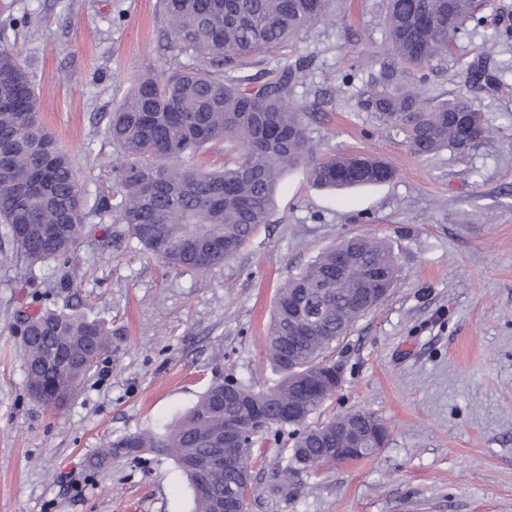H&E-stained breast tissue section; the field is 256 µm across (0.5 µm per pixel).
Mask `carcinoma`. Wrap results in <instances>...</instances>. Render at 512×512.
<instances>
[{
	"mask_svg": "<svg viewBox=\"0 0 512 512\" xmlns=\"http://www.w3.org/2000/svg\"><path fill=\"white\" fill-rule=\"evenodd\" d=\"M169 38L180 55L202 65L177 64L140 75L111 113L107 131L120 157L112 167L117 194L86 196L63 151L41 118L31 75L8 49H0V265L32 268L50 260L72 266L86 219L117 217L145 251L176 267L206 272L222 264L270 223L284 170L302 166L320 189L378 185L396 172L381 157L347 153L319 158L304 120L292 102L305 66L284 50L313 24L333 13V0H159ZM488 0H385V43L397 64L424 69L448 54L467 25L480 26ZM256 57L273 65L255 75L244 69ZM358 107L404 136L417 157L462 151L464 128L455 120L470 113L475 140L485 132L480 105L467 92L433 100L414 82L393 71L368 85ZM224 145V167L203 159L210 144ZM352 257L343 265L339 253ZM398 276L392 243L376 236H352L321 252L279 289L264 349L277 379L257 389L239 380L211 383L188 413L162 432L118 437L99 452L98 464L136 459L144 451L172 459L194 492V512L240 488L250 467L249 448H238L240 470L224 468V429L231 388L238 405L257 423L251 445L266 431L288 427L279 446L282 486L288 476L383 447L388 428L377 417L350 411L329 421L311 416L336 392V363L328 351L354 323L388 295ZM29 326L22 360L27 387L43 388L40 400L63 404L67 380L91 371L89 358L112 350V328L68 307L24 312ZM66 348L64 366L51 349ZM298 409L290 423L287 409ZM366 433L375 448L346 450L345 436Z\"/></svg>",
	"mask_w": 512,
	"mask_h": 512,
	"instance_id": "cac0c4a2",
	"label": "carcinoma"
}]
</instances>
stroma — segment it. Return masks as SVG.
I'll return each mask as SVG.
<instances>
[{
    "label": "stroma",
    "mask_w": 512,
    "mask_h": 512,
    "mask_svg": "<svg viewBox=\"0 0 512 512\" xmlns=\"http://www.w3.org/2000/svg\"><path fill=\"white\" fill-rule=\"evenodd\" d=\"M382 0H336L288 50L309 63L293 102L321 156L367 152L395 178L348 191L287 170L269 226L206 273L144 258L126 225L91 219L67 287L56 263L0 266V512H193V490L170 458L143 454L101 468L111 439L160 432L216 379L261 386L274 374L264 336L277 293L323 250L354 235L392 242L389 296L331 351L336 394L314 414L383 419L385 447L291 480L274 494L278 447L254 449L250 512H512V0L490 14L510 35L481 62L490 86L466 87L489 28L470 31L425 69L427 97L480 101L485 138L463 154L413 156L357 102L388 61ZM13 29L0 49L33 76L44 124L71 154L88 198L113 194L109 116L138 76L187 63L169 47L157 0H0ZM79 305L112 325L68 403L29 393L20 311Z\"/></svg>",
    "instance_id": "stroma-1"
}]
</instances>
